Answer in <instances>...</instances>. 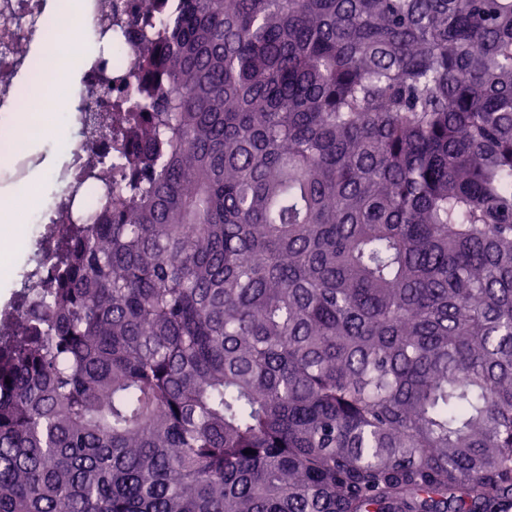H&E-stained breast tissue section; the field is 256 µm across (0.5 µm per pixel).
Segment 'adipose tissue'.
<instances>
[{
    "instance_id": "adipose-tissue-1",
    "label": "adipose tissue",
    "mask_w": 512,
    "mask_h": 512,
    "mask_svg": "<svg viewBox=\"0 0 512 512\" xmlns=\"http://www.w3.org/2000/svg\"><path fill=\"white\" fill-rule=\"evenodd\" d=\"M56 13L58 22L52 41L45 46V56L53 58L65 54L72 58H85L87 45L76 37L77 32L85 24L83 9L78 0H56ZM45 81L54 86V99L43 98L38 91H31L28 95L27 109L13 113L11 117L13 151L26 150L48 139L53 140L62 153L71 146L65 133L59 105L71 99L72 84L60 79L53 68L47 70ZM44 201L45 184L41 181L35 182L12 197L7 206L0 209V224L13 227L15 235H22V218L41 209Z\"/></svg>"
}]
</instances>
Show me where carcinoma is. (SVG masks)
<instances>
[{"mask_svg":"<svg viewBox=\"0 0 512 512\" xmlns=\"http://www.w3.org/2000/svg\"><path fill=\"white\" fill-rule=\"evenodd\" d=\"M133 26L109 205L0 338V512H512V0Z\"/></svg>","mask_w":512,"mask_h":512,"instance_id":"obj_1","label":"carcinoma"}]
</instances>
